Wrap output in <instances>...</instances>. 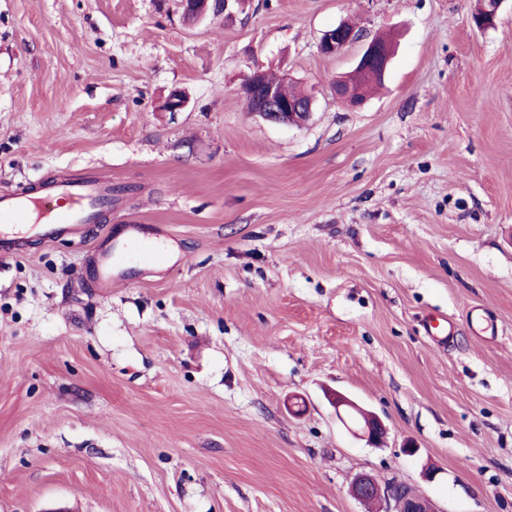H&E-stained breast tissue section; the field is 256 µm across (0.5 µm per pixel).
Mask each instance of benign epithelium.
<instances>
[{"mask_svg": "<svg viewBox=\"0 0 512 512\" xmlns=\"http://www.w3.org/2000/svg\"><path fill=\"white\" fill-rule=\"evenodd\" d=\"M502 2L503 0H480V6L473 15V22L478 24V28L485 29L494 24ZM216 5V0H179L182 14L189 21L204 18L208 11L215 10ZM357 39L355 28L342 22L323 34L319 51L325 56H335ZM393 53L394 46L389 41L372 40L360 56L354 74L366 79H383ZM288 83V77L284 76L280 83L271 84L267 81L266 74L257 70L247 76L243 89L254 97L255 112L264 120L281 125L302 126L313 114V98H289L286 93ZM333 90L337 99L351 106H357L363 100L361 92L344 80L337 81ZM334 406L340 421L359 439L372 445L384 441L386 428L381 420L367 415L341 395L336 396ZM351 494L361 503H392L393 512H436L428 499L414 493L410 488L396 482L382 486L368 474H360L353 479Z\"/></svg>", "mask_w": 512, "mask_h": 512, "instance_id": "benign-epithelium-1", "label": "benign epithelium"}]
</instances>
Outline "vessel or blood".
I'll return each instance as SVG.
<instances>
[{
    "label": "vessel or blood",
    "instance_id": "1",
    "mask_svg": "<svg viewBox=\"0 0 512 512\" xmlns=\"http://www.w3.org/2000/svg\"><path fill=\"white\" fill-rule=\"evenodd\" d=\"M112 188L109 180L96 175L63 178L47 185L40 198L0 195V253L21 251L28 233L43 238L61 234L80 235L91 221L102 196ZM44 211V222L32 221L33 209Z\"/></svg>",
    "mask_w": 512,
    "mask_h": 512
}]
</instances>
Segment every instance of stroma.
I'll return each mask as SVG.
<instances>
[{
  "instance_id": "stroma-1",
  "label": "stroma",
  "mask_w": 512,
  "mask_h": 512,
  "mask_svg": "<svg viewBox=\"0 0 512 512\" xmlns=\"http://www.w3.org/2000/svg\"><path fill=\"white\" fill-rule=\"evenodd\" d=\"M475 6L249 0L190 25L177 0H0V193L112 181L106 223L0 254V512H366L361 473L512 512V0L484 30ZM342 21L360 39L322 55ZM378 36L384 82L348 108L333 85ZM257 69L314 94L305 126L249 111ZM131 224L159 258L124 249ZM336 415L340 421L360 440H365L372 445H378L384 441L386 428L381 420L367 415L356 404L341 395H336L334 400ZM354 411L362 417V421L350 422L348 413Z\"/></svg>"
}]
</instances>
